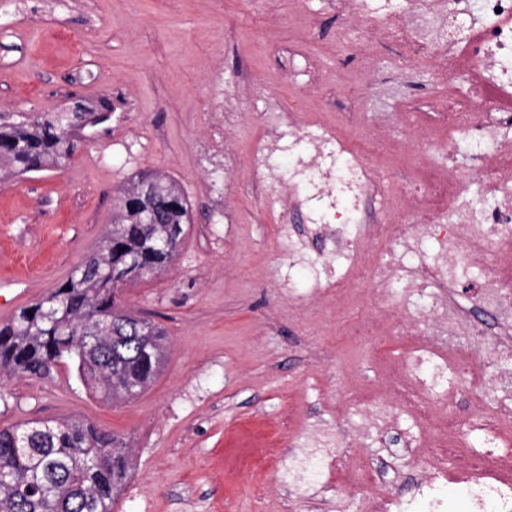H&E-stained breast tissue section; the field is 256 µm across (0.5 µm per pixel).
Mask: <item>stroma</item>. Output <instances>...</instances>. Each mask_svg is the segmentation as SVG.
Masks as SVG:
<instances>
[{"label":"stroma","instance_id":"1","mask_svg":"<svg viewBox=\"0 0 512 512\" xmlns=\"http://www.w3.org/2000/svg\"><path fill=\"white\" fill-rule=\"evenodd\" d=\"M50 12L0 0V113L53 112L69 97L108 100L109 121L90 129L67 168L0 181V324L59 286L94 250L112 222L119 189L138 173L174 179L192 222L165 271L120 290L122 304L167 334L162 373L135 400L115 404L89 391L73 369L47 378L0 379V428L74 418L125 438L135 467L113 512H363L364 492L337 479L329 493L297 501L277 472H250L245 460L266 433L295 411L307 426L343 417L331 395L347 359L335 337L304 336L289 291L307 293L306 266L291 269L292 289L273 287L285 253L271 224L257 220L248 164L266 98L299 96L309 111L364 112L394 122L408 99L438 100L446 79L420 63L390 67L393 46L375 54L372 87L336 83L338 17L328 0H52ZM311 27L307 54L320 58V85L284 83L275 59L293 43L298 20ZM242 126L224 151L206 148L212 106L238 84ZM235 154V177L224 175ZM239 226L224 252L225 216ZM367 454L385 487L411 491L415 461L404 452Z\"/></svg>","mask_w":512,"mask_h":512}]
</instances>
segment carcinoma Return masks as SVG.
Returning <instances> with one entry per match:
<instances>
[{"label": "carcinoma", "mask_w": 512, "mask_h": 512, "mask_svg": "<svg viewBox=\"0 0 512 512\" xmlns=\"http://www.w3.org/2000/svg\"><path fill=\"white\" fill-rule=\"evenodd\" d=\"M84 99L57 112L0 122V164L26 177L64 170L86 130L109 118ZM150 182L152 223L140 186ZM191 206L173 179L141 174L119 192L118 213L97 249L46 297L0 326V376L45 377L69 361L93 392L131 400L161 373L164 331L119 305V285L157 274L177 258ZM133 469L120 436L79 420L32 421L0 429V512H112Z\"/></svg>", "instance_id": "obj_1"}]
</instances>
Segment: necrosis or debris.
Returning a JSON list of instances; mask_svg holds the SVG:
<instances>
[{
    "label": "necrosis or debris",
    "instance_id": "1",
    "mask_svg": "<svg viewBox=\"0 0 512 512\" xmlns=\"http://www.w3.org/2000/svg\"><path fill=\"white\" fill-rule=\"evenodd\" d=\"M349 24L336 34L348 45L351 28L371 27V40L398 49V58L423 60L443 75L461 74L464 91L449 88L437 107L408 105L399 122L412 138L392 146L379 123L354 138L272 97L273 118L252 145L259 205L275 215L288 268L307 265L311 290L298 308L327 293L350 340L397 337L395 358L374 356L372 389L351 383L337 408L358 421L339 433L316 434L305 453L368 490L365 512H448L436 493L453 483L473 512H512V374L492 365L512 362V145L488 148L491 132L512 126V0H447L448 22L434 39L412 26L391 25L371 12V0H340ZM468 144L477 165L467 176L428 157L433 145L456 151ZM289 157L280 169V157ZM475 183L490 184L494 205L471 207ZM469 399L459 402L460 390ZM408 424L402 446L420 481L408 495H391L366 458L344 446L382 440Z\"/></svg>",
    "mask_w": 512,
    "mask_h": 512
}]
</instances>
